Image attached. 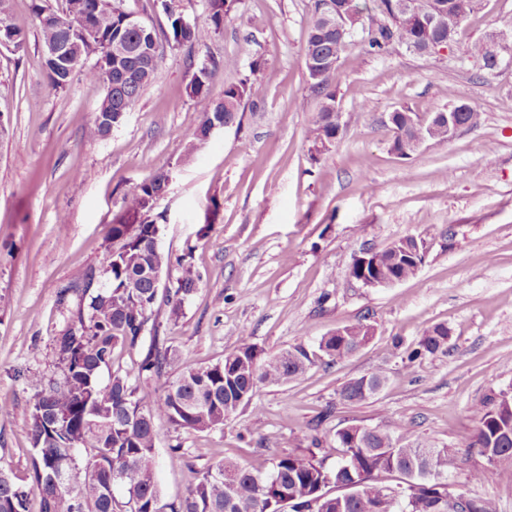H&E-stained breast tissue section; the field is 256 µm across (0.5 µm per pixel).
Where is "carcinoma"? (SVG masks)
<instances>
[{
	"mask_svg": "<svg viewBox=\"0 0 512 512\" xmlns=\"http://www.w3.org/2000/svg\"><path fill=\"white\" fill-rule=\"evenodd\" d=\"M208 13L190 29L182 24L183 15L166 11L169 30L162 36L172 47L204 46L224 29V20L236 0H207ZM354 9L361 14V46L368 53L385 52L389 43L420 49L431 43H455L461 23L480 5L468 0L467 11L459 12L460 0H412L419 14L427 16L442 7L447 18L442 28H418L399 15L398 0H315L305 42V59L331 57L338 61L356 45L355 38L336 39V12L328 3ZM33 11L42 48L67 44L71 57L54 59L41 53V69L50 85L63 89L80 75L105 87L89 128L93 138L108 136L139 100L153 79L162 54L149 50L160 44L154 27L142 23L130 29L123 23V12L113 0H63L55 9L45 0H33ZM0 46L20 51L25 39L11 21L0 29ZM467 57L493 71L496 61L486 50V40L467 45ZM151 56L149 69L142 58ZM94 63H89L90 59ZM336 71L318 78L309 77L311 90L322 98L309 128L314 147L336 142ZM210 69L203 66L192 76L187 94L200 105L198 124L187 144L191 154L207 142V132L215 121L226 125L241 120L244 101L260 95L263 81L245 76L224 86L219 97L210 88ZM448 111L457 122L471 127L475 109L464 99L455 98ZM409 110H395L391 124V151L407 158L425 140H446L444 121L429 117L416 138L407 127ZM168 185L167 175L155 174L133 184L126 193L125 206L109 229L117 247L103 262L104 287H92L94 272L77 274L85 300L56 339L62 368V381L33 376L32 395L25 416L30 427L33 455L32 485L15 480L0 470V512H279L287 502L291 512H435L444 493L437 479L448 477L451 448H438L420 438L410 439L411 429L394 420L388 431L373 429L336 432L341 458L333 469L317 459L311 447L278 455L267 471L254 470L236 462L221 460L207 468L191 484L177 503H164L155 476L156 421L197 432L224 428L238 409L253 404L262 385H281L297 379L315 361L344 359L369 342L365 325L342 328L339 335L324 336L317 348L303 346L268 355L246 335L237 347L212 364L193 366L181 362L177 350L160 341V324L152 319L154 310H167V322L177 324L185 301L198 289L200 275L192 263V252L181 258L163 251L157 242L161 224L143 219L154 209ZM427 254L423 239L413 236L392 243L376 266H364L354 258L350 275L363 273L376 280L414 277ZM177 267L173 287L158 295L150 276L162 269ZM151 334V343L131 373L112 368L114 351L135 347ZM448 327L438 324L425 330L407 353L414 363L448 351ZM109 370L102 382L101 373ZM160 383L161 393L150 397L140 393L138 381ZM388 380L380 370L345 383L341 399L357 403L377 395ZM479 425L468 448L479 449L486 465L471 477L485 482L503 472H512V396L504 391L489 394L482 402ZM61 487L53 486L59 463L68 457ZM397 472L410 489L409 497L398 503L383 494V486L373 481L378 472ZM332 482L351 486V496L340 500L325 488Z\"/></svg>",
	"mask_w": 512,
	"mask_h": 512,
	"instance_id": "obj_1",
	"label": "carcinoma"
}]
</instances>
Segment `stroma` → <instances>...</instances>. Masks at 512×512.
I'll return each mask as SVG.
<instances>
[{
  "label": "stroma",
  "instance_id": "obj_1",
  "mask_svg": "<svg viewBox=\"0 0 512 512\" xmlns=\"http://www.w3.org/2000/svg\"><path fill=\"white\" fill-rule=\"evenodd\" d=\"M314 0H238L207 45L164 49L151 84L103 139L89 136L105 89L77 77L50 88L41 68L32 0H10L24 51L0 47V107L10 112L0 138V468L30 483L33 449L23 413L38 375L61 379L54 340L65 328L60 288L82 270H101L109 226L136 182L171 179L154 211L161 248L189 253L201 274L177 324L158 314L159 336L196 365L217 361L249 335L265 353L302 345L358 322L371 342L334 365L315 363L297 380L263 385L261 413L244 408L223 429L198 433L157 424L156 477L162 497H184L218 460L268 468L275 455L307 446L319 428L326 468L340 458L337 430H388L451 447L448 489L493 499L512 512V473L472 481L484 459L465 447L486 395L512 386V67L489 71L465 47L512 33V0H481L443 58L395 45L382 55L352 50L334 84L339 140L312 157L308 128L319 100L310 89L304 46ZM217 69L213 95L253 61L273 72L259 97L244 101L241 124L218 129L193 155L185 147L199 106L186 87L202 65ZM457 91L480 114L477 127L429 141L408 159L390 151L388 113L420 118L446 110ZM88 178H78V171ZM213 227L199 236L206 211ZM407 236L430 249L417 274L389 288L350 280L364 249ZM450 332L447 354L408 364L406 351L435 325ZM379 370L388 380L373 398L348 404L339 391Z\"/></svg>",
  "mask_w": 512,
  "mask_h": 512
}]
</instances>
